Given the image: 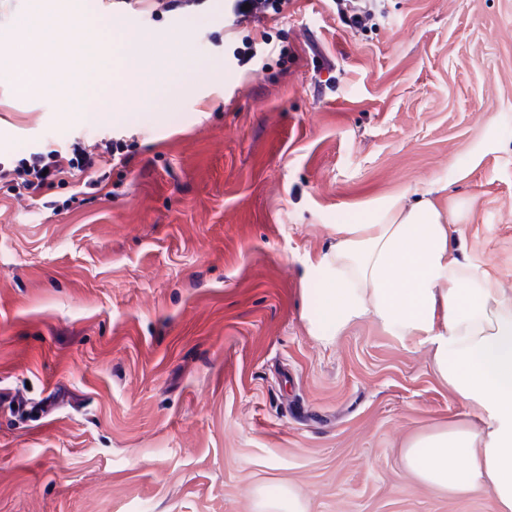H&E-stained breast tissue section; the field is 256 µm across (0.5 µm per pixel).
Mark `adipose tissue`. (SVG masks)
I'll use <instances>...</instances> for the list:
<instances>
[{
    "label": "adipose tissue",
    "instance_id": "adipose-tissue-1",
    "mask_svg": "<svg viewBox=\"0 0 512 512\" xmlns=\"http://www.w3.org/2000/svg\"><path fill=\"white\" fill-rule=\"evenodd\" d=\"M474 207L469 198L440 208L422 187L337 225L335 244L307 275L305 318L325 343L363 319L403 340L427 338L438 376L487 420L415 438L405 466L426 486L486 494L492 512H512V292L449 247L450 225L467 223Z\"/></svg>",
    "mask_w": 512,
    "mask_h": 512
}]
</instances>
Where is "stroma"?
Masks as SVG:
<instances>
[{
	"instance_id": "35a3bbf8",
	"label": "stroma",
	"mask_w": 512,
	"mask_h": 512,
	"mask_svg": "<svg viewBox=\"0 0 512 512\" xmlns=\"http://www.w3.org/2000/svg\"><path fill=\"white\" fill-rule=\"evenodd\" d=\"M93 2L181 36L194 77L106 121L113 87L135 96L122 67L68 124L0 78L1 165L104 138L131 156L57 213L0 189V391L51 400L35 429L0 413V512H254L274 485L306 512H491L405 469L416 437L482 421L429 341L362 320L323 344L303 293L337 225L424 184L475 199L451 248L512 290V0H374L361 31L334 0L241 24L225 0ZM268 38L287 56L238 66Z\"/></svg>"
}]
</instances>
